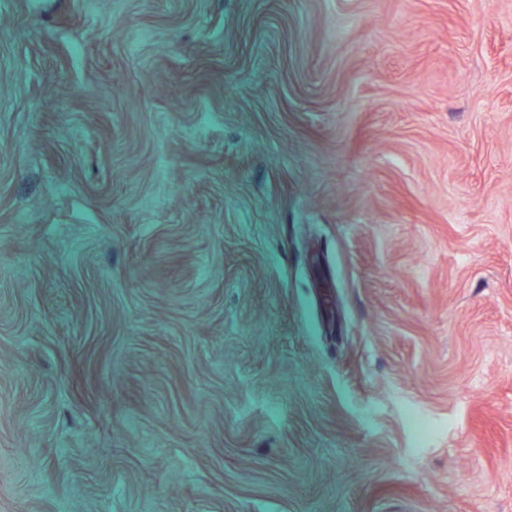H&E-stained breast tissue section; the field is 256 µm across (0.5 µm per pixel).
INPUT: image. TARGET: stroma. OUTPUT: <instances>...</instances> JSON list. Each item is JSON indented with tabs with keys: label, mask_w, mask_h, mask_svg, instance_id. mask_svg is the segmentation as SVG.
Listing matches in <instances>:
<instances>
[{
	"label": "stroma",
	"mask_w": 512,
	"mask_h": 512,
	"mask_svg": "<svg viewBox=\"0 0 512 512\" xmlns=\"http://www.w3.org/2000/svg\"><path fill=\"white\" fill-rule=\"evenodd\" d=\"M0 512H512V0H0Z\"/></svg>",
	"instance_id": "stroma-1"
}]
</instances>
